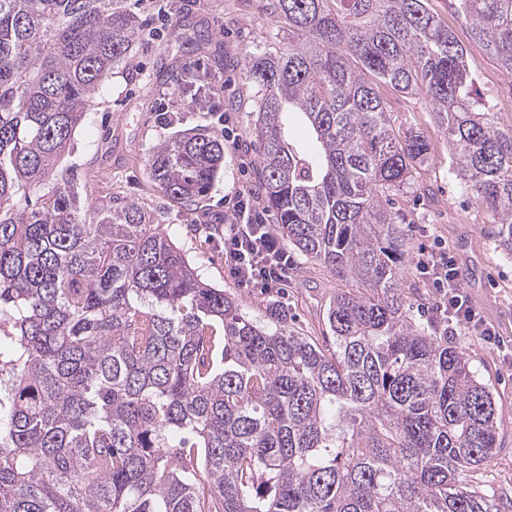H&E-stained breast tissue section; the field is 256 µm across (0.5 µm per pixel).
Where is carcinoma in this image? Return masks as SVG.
I'll return each instance as SVG.
<instances>
[{
    "instance_id": "1",
    "label": "carcinoma",
    "mask_w": 512,
    "mask_h": 512,
    "mask_svg": "<svg viewBox=\"0 0 512 512\" xmlns=\"http://www.w3.org/2000/svg\"><path fill=\"white\" fill-rule=\"evenodd\" d=\"M512 77V0H457ZM294 36L247 52L257 184L278 235L362 289L268 329L200 280L133 200L92 207L57 170L126 62L128 0H0V512H500L463 479L498 452L489 388L433 313L414 318L391 197L430 163L389 85L431 104L464 191L512 257V127L475 108L467 49L426 0H269ZM296 115L313 149L287 139ZM224 165L206 127L155 147L152 181L196 206ZM41 192L32 206L15 202Z\"/></svg>"
}]
</instances>
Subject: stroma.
<instances>
[{"instance_id": "obj_1", "label": "stroma", "mask_w": 512, "mask_h": 512, "mask_svg": "<svg viewBox=\"0 0 512 512\" xmlns=\"http://www.w3.org/2000/svg\"><path fill=\"white\" fill-rule=\"evenodd\" d=\"M268 0H140L146 27L128 61L114 70L92 96L93 105L75 133L74 149L61 168H76L80 187L91 205L113 197L138 202L156 213L164 233L186 255L203 282L236 296L243 312L258 324L267 322L271 302L286 304L305 331L321 335L329 301L349 288L325 268L296 259L282 291L243 288L224 271V196L240 185H253L258 150L251 133L256 89L245 78V51H279L288 45V27L270 14ZM430 10L468 49L477 102L496 104L499 126H512V81L483 48L470 41V21L455 0H428ZM210 34L201 52L184 55L178 35L182 23ZM193 68V87L175 89L172 71ZM214 90L211 111L198 109L195 91ZM394 127L423 131L431 142V162L414 187L394 198L403 220L409 251L402 261L405 281L421 284L424 308H434L438 290L421 274V254L447 253L461 273L460 285L478 316L495 334L486 342L465 324H452L450 338L471 361L474 371L493 390L502 424L496 457L473 473L471 485L506 503L512 512V259L496 247L490 213L468 199L449 174L446 137L432 121L428 101L419 95L379 88ZM226 114L239 140L225 147L224 167L200 208L170 202L150 178L153 149L176 132L199 125L217 130L216 114Z\"/></svg>"}]
</instances>
